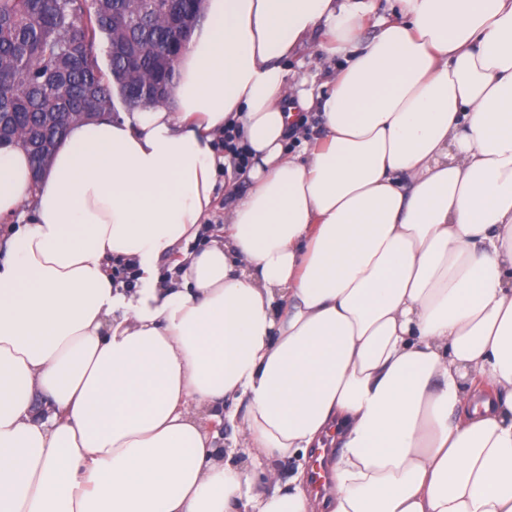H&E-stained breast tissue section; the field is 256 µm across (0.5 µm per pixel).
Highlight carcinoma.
Instances as JSON below:
<instances>
[{
	"mask_svg": "<svg viewBox=\"0 0 512 512\" xmlns=\"http://www.w3.org/2000/svg\"><path fill=\"white\" fill-rule=\"evenodd\" d=\"M194 0H0V118L5 138H62L80 113L133 110L169 88Z\"/></svg>",
	"mask_w": 512,
	"mask_h": 512,
	"instance_id": "cac0c4a2",
	"label": "carcinoma"
}]
</instances>
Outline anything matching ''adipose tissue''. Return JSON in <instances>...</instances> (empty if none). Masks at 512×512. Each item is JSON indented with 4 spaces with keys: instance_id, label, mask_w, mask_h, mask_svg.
<instances>
[{
    "instance_id": "adipose-tissue-1",
    "label": "adipose tissue",
    "mask_w": 512,
    "mask_h": 512,
    "mask_svg": "<svg viewBox=\"0 0 512 512\" xmlns=\"http://www.w3.org/2000/svg\"><path fill=\"white\" fill-rule=\"evenodd\" d=\"M397 3L204 0L167 101L0 146V512H512V0ZM323 33L316 28L309 37L284 61V67L296 72L298 77L307 79V87L316 95L322 90L328 74L335 72L336 64L343 62L341 58H327L320 51ZM250 184L246 177H239L235 185L229 189H225L224 193V174H220L216 192V202L214 213L211 218L206 222L208 228L204 229L203 234L190 245V251H198L204 248L212 236L219 232V229L224 226V208H229L235 200V197L249 188Z\"/></svg>"
}]
</instances>
